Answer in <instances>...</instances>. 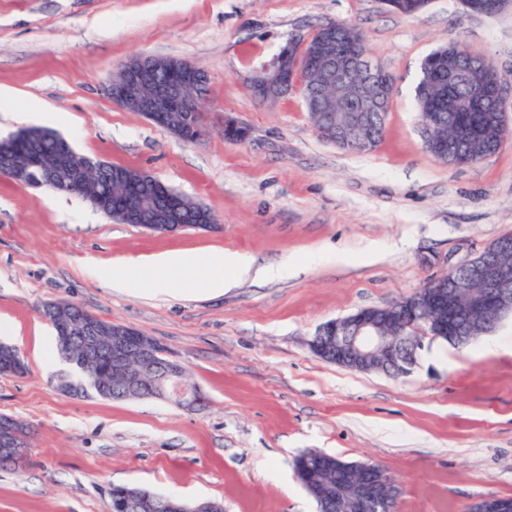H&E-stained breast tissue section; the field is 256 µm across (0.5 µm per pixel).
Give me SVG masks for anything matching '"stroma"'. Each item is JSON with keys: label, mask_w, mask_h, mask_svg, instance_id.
I'll return each mask as SVG.
<instances>
[{"label": "stroma", "mask_w": 512, "mask_h": 512, "mask_svg": "<svg viewBox=\"0 0 512 512\" xmlns=\"http://www.w3.org/2000/svg\"><path fill=\"white\" fill-rule=\"evenodd\" d=\"M358 28L392 77L378 146L349 152L312 126L300 89L256 99L250 79L288 42L321 25ZM451 41L493 62L512 85V12L471 15L430 0L415 16L381 0H0V136L20 112L70 116L60 135L82 154L149 173L209 207L220 227L172 235L117 224L81 197L0 176V340L28 371L0 376V414L31 428L29 463L0 470V512H110L133 484L224 512H316L296 458L318 449L374 462L397 481V512H468L512 497V317L469 345L424 340L410 373L358 372L315 356L325 322L406 298L496 238L512 234V138L452 167L424 147L414 100L420 64ZM139 55L186 58L208 74L202 135L185 142L115 104L110 72ZM248 128L224 137L225 117ZM381 252L369 253L371 244ZM240 252L287 263L272 281L205 289L169 273L170 292L128 293L130 260L163 252ZM339 251V263L319 253ZM65 301L154 337L208 398H74L40 306Z\"/></svg>", "instance_id": "35a3bbf8"}]
</instances>
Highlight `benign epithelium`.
Listing matches in <instances>:
<instances>
[{
    "label": "benign epithelium",
    "instance_id": "1",
    "mask_svg": "<svg viewBox=\"0 0 512 512\" xmlns=\"http://www.w3.org/2000/svg\"><path fill=\"white\" fill-rule=\"evenodd\" d=\"M464 10L474 15H498L512 11V0H462ZM318 67L321 86H341L355 72L363 76V91L354 100L350 124L337 136L343 149L365 147L373 143L368 113L377 111L382 100L390 99L392 82L389 74L372 63L361 50L345 52L333 49L328 37L316 45L311 40L288 44L270 65L255 72L250 82L253 95L263 102H274L302 85V71L310 65ZM208 79L206 71L186 59L142 56L123 62L109 75L106 94L128 112H139L155 120L163 112H181L184 125L201 135V98L198 88ZM507 88L499 74H483L470 84V104L495 113L502 128L509 127ZM316 109L311 122L317 132L322 125L326 106L318 88L304 96ZM52 133L43 129L23 130L0 139V175L19 177L37 165L45 175L44 185L69 193L83 184L90 175L101 172L102 159L67 152L52 162L37 156H25L15 151L18 141L38 143ZM140 194L131 183L119 203L118 213L133 220L139 210ZM216 219L210 217L199 225L189 219L175 202L161 201L155 211L154 223L142 225L150 233L169 235L183 229L209 230ZM504 254L512 255V239H501L490 249H483L471 258L449 266L448 272L460 271L457 278L435 279L413 295L386 307L361 309L345 317L321 325L309 341L311 352L326 362L358 371L391 372L413 365L416 350L424 338L466 341L456 335V313L460 310V292L466 288H481L466 309L486 317V321H502V315L512 313V269L501 262ZM41 316L54 326L57 335L76 341L82 350V360L104 364L106 370L123 372L130 382H140L144 372L155 373L160 351L139 330L122 324H112L109 351L100 349L102 327L96 315L81 310L72 318L55 316L54 303L47 302ZM159 398L173 400L179 406L193 410L206 402L202 390L184 379L180 365L170 362L159 378ZM10 451L14 458L25 455L23 445L13 440V432L0 429V452ZM298 467L305 474V486L316 503L317 512H371L387 505L399 496L394 479L381 466L368 462H348L321 451L309 450L300 455ZM472 512H512V497H487L471 505Z\"/></svg>",
    "mask_w": 512,
    "mask_h": 512
}]
</instances>
